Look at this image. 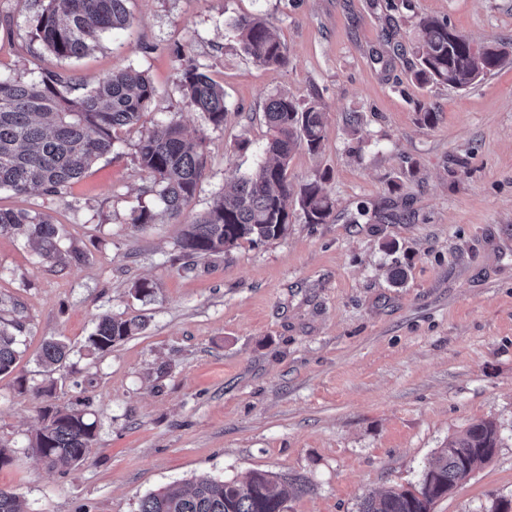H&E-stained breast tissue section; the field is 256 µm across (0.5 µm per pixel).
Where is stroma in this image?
Listing matches in <instances>:
<instances>
[{
    "mask_svg": "<svg viewBox=\"0 0 512 512\" xmlns=\"http://www.w3.org/2000/svg\"><path fill=\"white\" fill-rule=\"evenodd\" d=\"M411 4L130 0L128 28L63 60L31 38L43 0H0V72L61 73L88 89L134 68L155 88L137 129L67 197L0 190V208L42 213L62 225L64 248L85 255L62 267L0 233V300L18 301L25 321L16 367L0 376V444L12 451L0 487L28 512H138L170 483L254 470L310 481L287 512H358L367 493L418 488L437 449L481 419L498 427L495 454L433 512L512 502V64L457 91L412 81L404 50L423 17L477 43H512V0ZM257 15L284 45V66L242 51L229 22ZM182 59L223 86V126L185 103ZM282 91L326 113L321 151L298 149L288 180L297 190L328 174L333 219L306 223L292 200L285 237L186 268L185 224L266 161L264 107ZM169 121L205 135L206 168L179 220L138 227L132 213L155 197L136 145ZM398 262L408 269L400 286L390 281ZM141 279L154 282L152 299L131 296ZM105 312L146 328L87 355ZM51 337L73 356L48 377L38 356ZM47 383L55 405L92 400L97 432L82 466L51 467L26 448L41 425L34 389Z\"/></svg>",
    "mask_w": 512,
    "mask_h": 512,
    "instance_id": "stroma-1",
    "label": "stroma"
}]
</instances>
